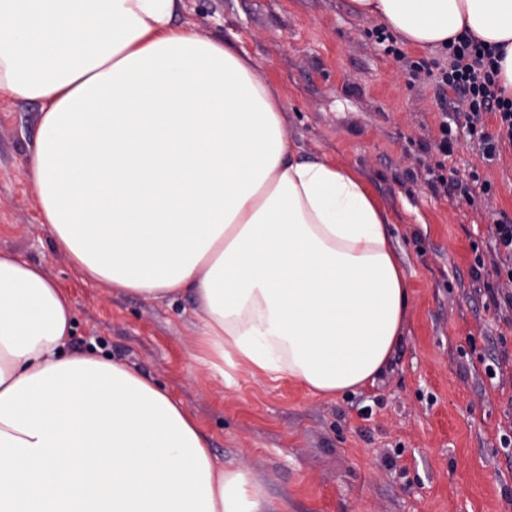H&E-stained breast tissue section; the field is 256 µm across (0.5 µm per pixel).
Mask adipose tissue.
<instances>
[{
  "mask_svg": "<svg viewBox=\"0 0 512 512\" xmlns=\"http://www.w3.org/2000/svg\"><path fill=\"white\" fill-rule=\"evenodd\" d=\"M400 40L503 47L512 0H350ZM183 0H0V92L42 106L41 221L85 280L191 295L203 359L336 398L375 382L411 311L387 211L352 170L304 160L235 44L174 26ZM69 295L0 252V512H281L212 456L148 377L71 356Z\"/></svg>",
  "mask_w": 512,
  "mask_h": 512,
  "instance_id": "obj_1",
  "label": "adipose tissue"
}]
</instances>
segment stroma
Returning a JSON list of instances; mask_svg holds the SVG:
<instances>
[{
    "instance_id": "obj_1",
    "label": "stroma",
    "mask_w": 512,
    "mask_h": 512,
    "mask_svg": "<svg viewBox=\"0 0 512 512\" xmlns=\"http://www.w3.org/2000/svg\"><path fill=\"white\" fill-rule=\"evenodd\" d=\"M176 23L243 47L283 101L299 156L343 163L389 212L411 313L383 375L355 393L220 376L196 351L191 298L88 283L55 249L27 174L41 106L0 93V250L69 294L70 352L164 387L218 463L246 464L282 512H512V285L494 271L512 146L484 161L455 94L426 76L442 52L402 43L388 54L378 21L349 0H183ZM445 120L457 130L448 157L435 148Z\"/></svg>"
}]
</instances>
